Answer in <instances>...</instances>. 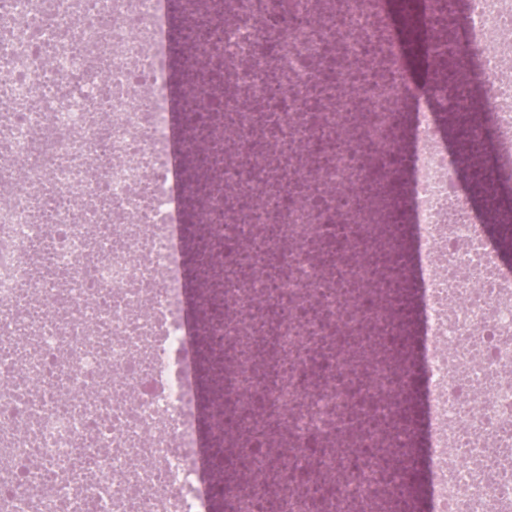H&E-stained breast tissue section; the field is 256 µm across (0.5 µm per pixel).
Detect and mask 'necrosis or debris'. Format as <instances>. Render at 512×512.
Returning a JSON list of instances; mask_svg holds the SVG:
<instances>
[{"label":"necrosis or debris","mask_w":512,"mask_h":512,"mask_svg":"<svg viewBox=\"0 0 512 512\" xmlns=\"http://www.w3.org/2000/svg\"><path fill=\"white\" fill-rule=\"evenodd\" d=\"M465 4L430 42L476 66L496 191L512 0ZM169 28L167 0H0V512H209L218 432L253 475L231 512H392L416 469L432 512H512V272L438 126L466 90L409 80L383 0H224L183 54L208 120L175 129Z\"/></svg>","instance_id":"1"}]
</instances>
